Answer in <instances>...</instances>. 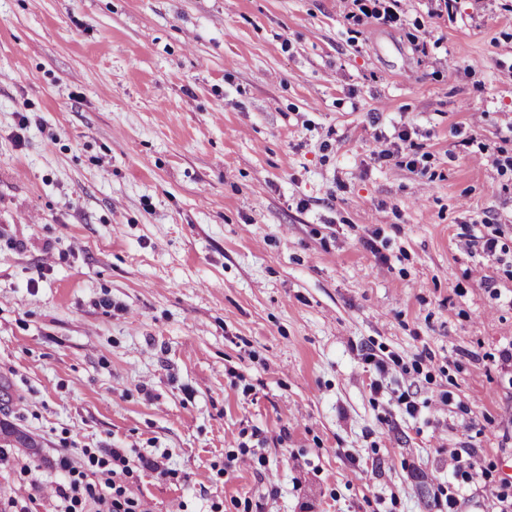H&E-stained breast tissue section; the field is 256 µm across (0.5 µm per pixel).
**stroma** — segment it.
Returning <instances> with one entry per match:
<instances>
[{
  "label": "stroma",
  "instance_id": "1",
  "mask_svg": "<svg viewBox=\"0 0 512 512\" xmlns=\"http://www.w3.org/2000/svg\"><path fill=\"white\" fill-rule=\"evenodd\" d=\"M500 3L0 0V512H499ZM104 454L107 458L90 457L98 465L106 468L105 489L101 484L98 488L97 484L84 481V475L71 468L67 459L60 460L61 467L68 471V481L57 490L60 509L56 512H83V504L87 500H91L97 506L96 512L151 511L144 508L139 499L127 495L125 482L128 478H133L137 469L158 470L163 462L144 456H137V460L131 459L127 450L123 448H109Z\"/></svg>",
  "mask_w": 512,
  "mask_h": 512
}]
</instances>
